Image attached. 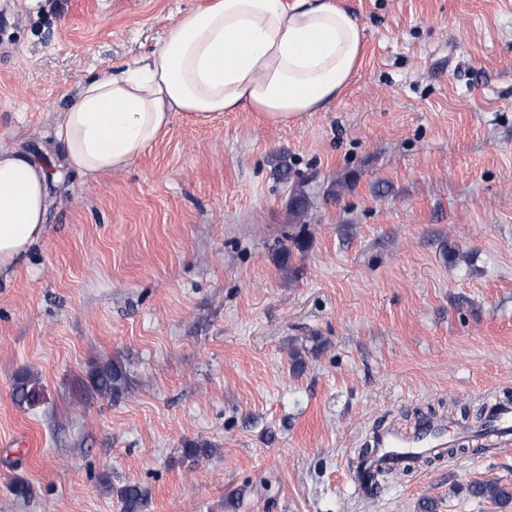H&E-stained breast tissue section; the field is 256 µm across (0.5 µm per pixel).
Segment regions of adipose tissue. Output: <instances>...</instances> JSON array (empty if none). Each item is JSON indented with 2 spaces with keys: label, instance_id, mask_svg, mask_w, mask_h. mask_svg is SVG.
<instances>
[{
  "label": "adipose tissue",
  "instance_id": "1",
  "mask_svg": "<svg viewBox=\"0 0 512 512\" xmlns=\"http://www.w3.org/2000/svg\"><path fill=\"white\" fill-rule=\"evenodd\" d=\"M364 28L333 0H211L182 15L159 47L81 84L55 135L68 166L121 171L167 131L249 109L273 125L301 122L336 101L360 66ZM48 172L0 147V277L41 239Z\"/></svg>",
  "mask_w": 512,
  "mask_h": 512
}]
</instances>
